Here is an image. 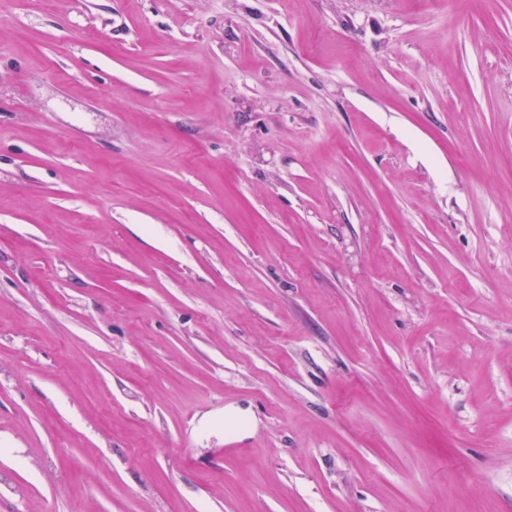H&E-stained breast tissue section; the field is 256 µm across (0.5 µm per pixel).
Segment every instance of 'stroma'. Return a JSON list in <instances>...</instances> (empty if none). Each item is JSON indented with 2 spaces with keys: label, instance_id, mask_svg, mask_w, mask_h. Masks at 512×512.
Returning <instances> with one entry per match:
<instances>
[{
  "label": "stroma",
  "instance_id": "obj_1",
  "mask_svg": "<svg viewBox=\"0 0 512 512\" xmlns=\"http://www.w3.org/2000/svg\"><path fill=\"white\" fill-rule=\"evenodd\" d=\"M0 512H512V0H0Z\"/></svg>",
  "mask_w": 512,
  "mask_h": 512
}]
</instances>
